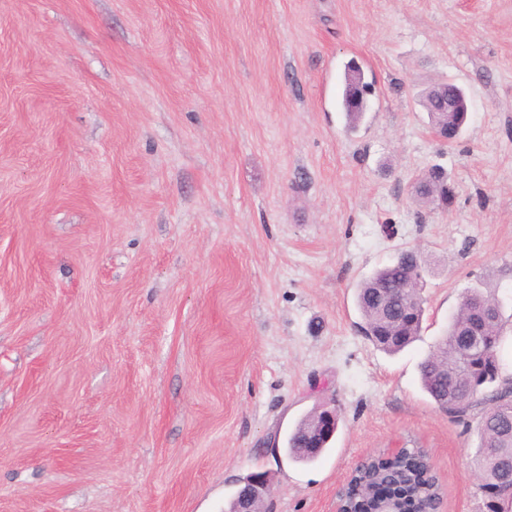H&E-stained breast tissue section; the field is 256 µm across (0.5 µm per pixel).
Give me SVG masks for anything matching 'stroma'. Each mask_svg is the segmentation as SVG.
<instances>
[{"label":"stroma","instance_id":"35a3bbf8","mask_svg":"<svg viewBox=\"0 0 512 512\" xmlns=\"http://www.w3.org/2000/svg\"><path fill=\"white\" fill-rule=\"evenodd\" d=\"M446 78L450 146L420 103ZM434 166L445 211L413 196ZM405 249L425 315L389 355L356 290ZM482 283L511 315L512 0H0V512H224L255 471L270 512H336L388 448L481 512L477 429L418 365ZM455 84L453 94L448 91V106L444 109H435L432 112H440L444 115V120L440 123H434L432 129L434 135L443 143L451 144L456 138L448 139L452 133L461 132L465 122L466 113L470 112V104L465 91ZM450 112V113H448ZM459 132V134H460ZM320 412V419L314 426L315 434L319 437L329 436L330 440L336 432V409L331 406H324ZM311 416L307 415L302 418L287 437L288 454L299 462H314L328 448V438L306 439L304 437L307 420Z\"/></svg>","mask_w":512,"mask_h":512}]
</instances>
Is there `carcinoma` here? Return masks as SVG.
<instances>
[{
  "label": "carcinoma",
  "instance_id": "carcinoma-1",
  "mask_svg": "<svg viewBox=\"0 0 512 512\" xmlns=\"http://www.w3.org/2000/svg\"><path fill=\"white\" fill-rule=\"evenodd\" d=\"M427 178L424 196L417 200L438 208L453 205L455 191L448 176L432 173ZM422 279V257L404 250L360 283L357 304L362 330L377 348L397 353L419 335L425 312ZM382 289L395 290L391 304L380 301ZM505 324L495 293L470 288L448 325V339L437 343L419 366L423 390L455 419L468 421L476 406L483 404L474 464L477 481L489 489L512 484V378L501 374L497 357ZM474 335L482 337V343L465 346ZM306 425L304 417L288 435L287 449L293 459L310 463L327 449L329 440L305 438ZM344 495V503L353 504L352 512H377L384 501L395 502L403 512H421L440 497V486L425 449L406 448L394 458L381 452L372 456L352 475Z\"/></svg>",
  "mask_w": 512,
  "mask_h": 512
}]
</instances>
